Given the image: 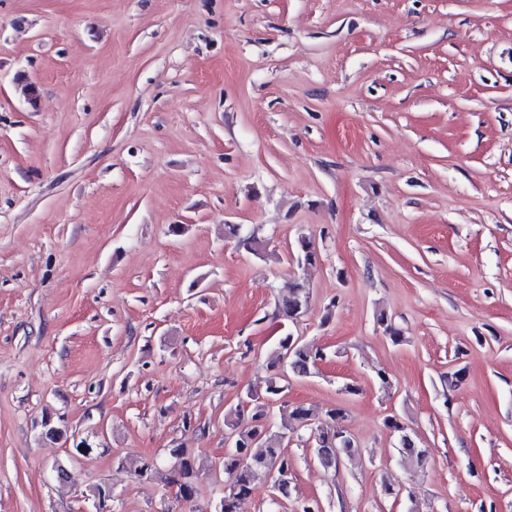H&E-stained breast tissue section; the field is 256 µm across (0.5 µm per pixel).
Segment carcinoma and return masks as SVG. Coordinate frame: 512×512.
I'll list each match as a JSON object with an SVG mask.
<instances>
[{"mask_svg": "<svg viewBox=\"0 0 512 512\" xmlns=\"http://www.w3.org/2000/svg\"><path fill=\"white\" fill-rule=\"evenodd\" d=\"M227 229L229 235L238 238L239 246L246 252L259 255L265 250L262 239L253 233L241 234L239 225L229 224ZM316 252L317 249L309 237L298 238L295 247L298 263L304 266L314 265ZM309 303V289L305 284L297 282L279 302L278 316L292 322L308 311ZM320 357L322 353L319 349L288 334L279 340L275 362H284L289 373L296 377H305L311 373ZM284 392L280 379L274 377L268 381L264 391L250 390L246 398L259 403L272 398L279 399ZM262 416L263 411L259 410L252 415L251 422L246 423L244 414L239 409L231 410L225 415L224 425L234 436V447L224 453V473L228 475V479L224 485V497L220 500L221 512H237L240 500L251 493L256 475L269 472L274 463L277 462L288 470L293 469L294 458L288 452L290 434L312 426L310 411L303 405L294 406L289 413V423H284L275 430L263 429L257 424ZM345 421L344 409L335 407L326 413L325 421L316 426L315 439L319 441V445L315 446V459L326 470L338 469L345 459L354 455L352 450L336 455L339 435L344 432ZM386 424L397 434V448L401 460L413 467H423L427 461L426 449L420 446L397 418H388ZM169 456L173 460L170 483L176 486V497L191 503L198 494L199 466L185 448H171Z\"/></svg>", "mask_w": 512, "mask_h": 512, "instance_id": "carcinoma-1", "label": "carcinoma"}]
</instances>
